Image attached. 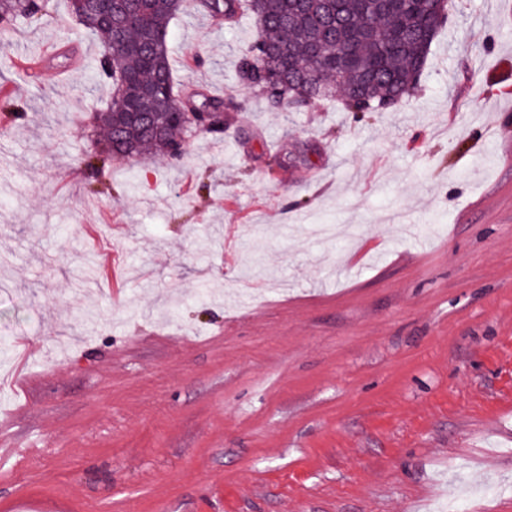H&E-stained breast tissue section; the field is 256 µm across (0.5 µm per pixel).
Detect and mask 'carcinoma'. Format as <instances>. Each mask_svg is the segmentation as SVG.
I'll return each instance as SVG.
<instances>
[{"label":"carcinoma","mask_w":512,"mask_h":512,"mask_svg":"<svg viewBox=\"0 0 512 512\" xmlns=\"http://www.w3.org/2000/svg\"><path fill=\"white\" fill-rule=\"evenodd\" d=\"M72 14L102 47L95 61L112 94L97 114L103 153L130 158L150 151L172 160L184 138L204 126L175 112L192 97L176 83L169 25L186 0H128L124 19L98 21L89 0H70ZM214 22L217 10L253 17L260 32L239 57L254 62L252 88L273 109L299 110L309 101L338 96L351 112H382L415 96L431 45L442 28L443 3L418 0L390 9L380 0H198ZM37 0H0V29L37 16Z\"/></svg>","instance_id":"obj_1"}]
</instances>
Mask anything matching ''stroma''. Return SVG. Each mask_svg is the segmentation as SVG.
Here are the masks:
<instances>
[{
  "instance_id": "obj_1",
  "label": "stroma",
  "mask_w": 512,
  "mask_h": 512,
  "mask_svg": "<svg viewBox=\"0 0 512 512\" xmlns=\"http://www.w3.org/2000/svg\"><path fill=\"white\" fill-rule=\"evenodd\" d=\"M250 16L170 24L236 102L85 164L68 0L0 53V512H512V0H452L413 98L271 109ZM207 294H200V287Z\"/></svg>"
}]
</instances>
